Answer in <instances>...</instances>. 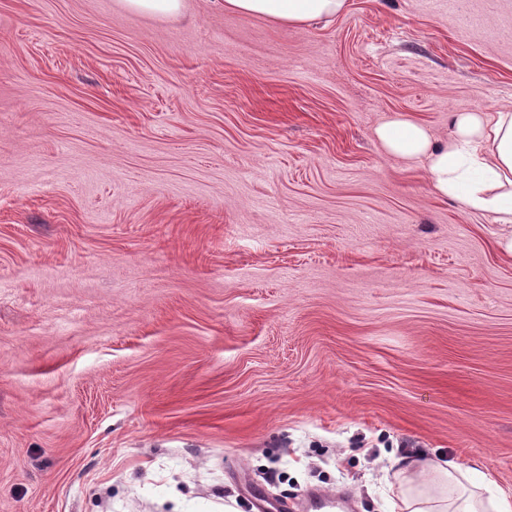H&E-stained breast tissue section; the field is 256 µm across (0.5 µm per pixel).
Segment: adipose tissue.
I'll return each mask as SVG.
<instances>
[{"instance_id": "1", "label": "adipose tissue", "mask_w": 512, "mask_h": 512, "mask_svg": "<svg viewBox=\"0 0 512 512\" xmlns=\"http://www.w3.org/2000/svg\"><path fill=\"white\" fill-rule=\"evenodd\" d=\"M224 8L283 26H302L342 12L346 0H223ZM450 133L435 143L425 125L395 119L380 125L376 137L384 149L421 163L432 190L464 209L491 215L507 225L512 251V109L481 108L448 115ZM403 480L402 512H512V498L482 499L486 477L475 467L405 453L393 460Z\"/></svg>"}]
</instances>
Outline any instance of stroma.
I'll list each match as a JSON object with an SVG mask.
<instances>
[{"label":"stroma","instance_id":"obj_1","mask_svg":"<svg viewBox=\"0 0 512 512\" xmlns=\"http://www.w3.org/2000/svg\"><path fill=\"white\" fill-rule=\"evenodd\" d=\"M512 108V0H0V512L512 495V253L375 129ZM125 7L135 13L172 17L183 13L185 0H122ZM225 11L274 21L283 26H302L334 17L345 8V0H220ZM403 484L400 502L403 512H511L506 495L484 502L476 492L483 488L486 476L477 468L463 469L452 460L432 459L420 453H405L393 459ZM465 481L471 489L463 482ZM461 488L468 493L453 509L448 508V490Z\"/></svg>","mask_w":512,"mask_h":512}]
</instances>
